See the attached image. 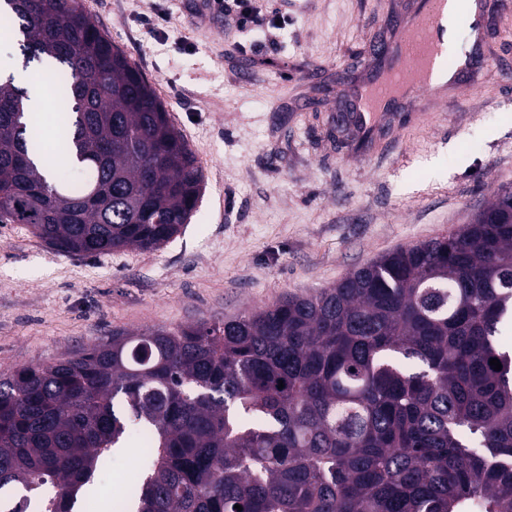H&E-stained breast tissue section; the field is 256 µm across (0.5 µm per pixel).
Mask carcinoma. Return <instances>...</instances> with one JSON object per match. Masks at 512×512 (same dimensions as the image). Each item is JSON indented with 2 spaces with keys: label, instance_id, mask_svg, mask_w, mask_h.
<instances>
[{
  "label": "carcinoma",
  "instance_id": "obj_1",
  "mask_svg": "<svg viewBox=\"0 0 512 512\" xmlns=\"http://www.w3.org/2000/svg\"><path fill=\"white\" fill-rule=\"evenodd\" d=\"M0 7L59 77L52 151L0 78V224L65 254L168 243L203 174L142 71L81 0ZM509 324L500 194L316 293L0 377V491H23L0 512H80L134 426L147 464L120 512H512Z\"/></svg>",
  "mask_w": 512,
  "mask_h": 512
}]
</instances>
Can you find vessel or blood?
I'll list each match as a JSON object with an SVG mask.
<instances>
[{"mask_svg": "<svg viewBox=\"0 0 512 512\" xmlns=\"http://www.w3.org/2000/svg\"><path fill=\"white\" fill-rule=\"evenodd\" d=\"M447 0H414L410 10L388 21V41L375 46L373 67L350 94V110L343 116L350 148L361 156L374 154L383 140H396L402 128L435 111L445 95L448 73L481 66L484 51L451 56L446 51ZM512 12V0H495L492 11H478L468 29L484 34L491 14Z\"/></svg>", "mask_w": 512, "mask_h": 512, "instance_id": "b4317fda", "label": "vessel or blood"}]
</instances>
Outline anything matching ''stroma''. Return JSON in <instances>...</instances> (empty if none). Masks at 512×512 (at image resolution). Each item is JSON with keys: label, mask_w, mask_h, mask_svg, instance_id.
<instances>
[{"label": "stroma", "mask_w": 512, "mask_h": 512, "mask_svg": "<svg viewBox=\"0 0 512 512\" xmlns=\"http://www.w3.org/2000/svg\"><path fill=\"white\" fill-rule=\"evenodd\" d=\"M408 0H253L216 30L190 0H82L152 82L204 176L182 232L157 250L55 251L0 224V374L73 356L113 332L212 324L330 287L357 267L472 223L512 187V26L471 85L363 160L332 115ZM171 15L167 35L143 25ZM282 27L269 25L272 16ZM140 447L99 470L95 512L141 474Z\"/></svg>", "instance_id": "stroma-1"}]
</instances>
